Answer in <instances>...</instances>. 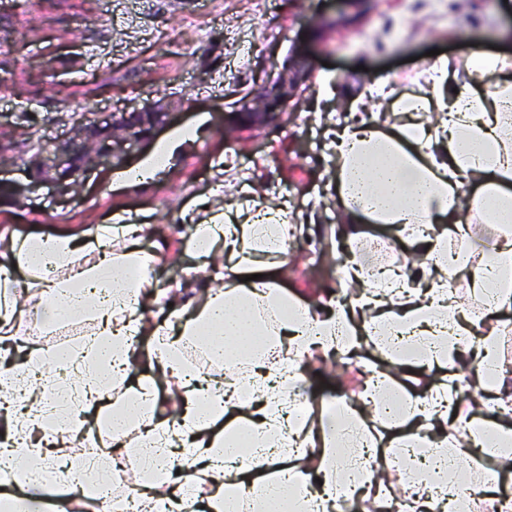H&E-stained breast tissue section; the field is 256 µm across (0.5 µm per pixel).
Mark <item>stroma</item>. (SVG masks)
<instances>
[{
    "mask_svg": "<svg viewBox=\"0 0 512 512\" xmlns=\"http://www.w3.org/2000/svg\"><path fill=\"white\" fill-rule=\"evenodd\" d=\"M0 23V75L14 89L0 95V122L16 135L34 116L38 134L65 133V114L75 95L92 81L111 79L90 109L110 114L159 105L170 121L149 145L130 149L128 169L171 138L182 152L155 180L109 190L111 171L97 168L68 193L46 184L19 200L6 197L20 173L0 170V226L23 236L53 234L113 217L146 218L167 246L156 277L160 287L183 288L193 255L176 241L199 202L215 211L234 205L239 185L289 202L310 223L298 240L286 278L278 285L314 300L339 288L336 235V157L330 149L333 122L343 120L336 101L345 90L359 92L357 112L371 111L378 98L369 81L405 90L416 71L434 63L429 52L444 50L469 75L466 61L502 49L512 56V7L504 0H375L361 26L338 29L312 55L313 75L301 111L278 126L244 135L224 131V115L255 78L283 63L294 42H311L318 19L336 14V0H46L7 5ZM60 323L40 334L19 330L0 340V362L21 365L29 348L56 350L66 340ZM362 380L355 366L332 359L309 367L304 396L341 401L356 395Z\"/></svg>",
    "mask_w": 512,
    "mask_h": 512,
    "instance_id": "obj_1",
    "label": "stroma"
}]
</instances>
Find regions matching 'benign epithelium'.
Instances as JSON below:
<instances>
[{
    "mask_svg": "<svg viewBox=\"0 0 512 512\" xmlns=\"http://www.w3.org/2000/svg\"><path fill=\"white\" fill-rule=\"evenodd\" d=\"M371 0H336L339 16L333 21L321 20L325 31L343 24L365 21ZM311 75V61L299 53L284 60L282 68L268 76L239 101L249 110L256 126L276 123L289 110L302 85ZM170 113L155 105L133 112H114L107 118L97 112H70L64 124L70 137L63 142L48 141L36 148L15 150L8 131L0 124V168L7 166L22 171L30 178L29 189L52 183L60 190L67 185L62 178L77 177L92 166L120 159L125 145L146 143L155 131L169 120Z\"/></svg>",
    "mask_w": 512,
    "mask_h": 512,
    "instance_id": "1",
    "label": "benign epithelium"
}]
</instances>
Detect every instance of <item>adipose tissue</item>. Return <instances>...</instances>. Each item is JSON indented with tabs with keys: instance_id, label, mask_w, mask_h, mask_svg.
Listing matches in <instances>:
<instances>
[{
	"instance_id": "1",
	"label": "adipose tissue",
	"mask_w": 512,
	"mask_h": 512,
	"mask_svg": "<svg viewBox=\"0 0 512 512\" xmlns=\"http://www.w3.org/2000/svg\"><path fill=\"white\" fill-rule=\"evenodd\" d=\"M471 67L476 77L463 83L445 58L419 71L412 89L389 101L400 125L383 128L373 115L337 125L336 234L344 278L358 291L347 301L313 309L272 286L268 271L287 265L289 240L302 227L255 194L223 218L198 219L182 236V250L200 258L189 274L202 287L190 297L158 288L163 255L138 246L154 225L24 238L0 231V288L20 287L33 303L28 316L47 327L63 313L93 312L101 321L82 349L84 402L109 403L115 435L138 444L134 462L147 474L138 512H180L178 471L186 464L210 487L204 512H331L345 490L379 510L389 449L410 450L428 432L440 444L423 460L426 475L409 486L412 512L437 503L466 512L456 459L485 436L496 465L481 492L492 499L495 476L512 471V369L469 302L512 307V62L478 55ZM467 207L478 221L499 225L488 248L470 240ZM368 221L391 225L409 252L376 263L355 231ZM16 270L24 284L13 279ZM216 270L223 288L204 287ZM452 275L467 280L466 296L449 288ZM142 336L152 339L144 352ZM201 340L222 356L223 381L181 362ZM365 340L380 355L362 359L363 384L396 397V413L375 403L326 417L297 412L309 360ZM406 366L439 370L428 395H413L396 377ZM135 367L173 378L174 409L160 403L153 384L125 386ZM466 368L486 383L495 419H454ZM10 377L23 392V417L0 432V458L51 457L65 439L47 427L46 385L26 367Z\"/></svg>"
}]
</instances>
